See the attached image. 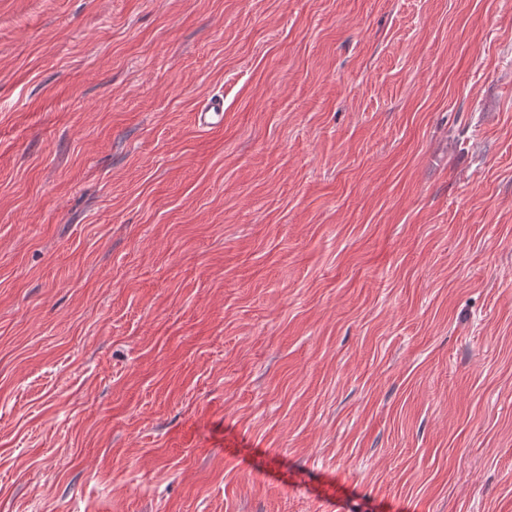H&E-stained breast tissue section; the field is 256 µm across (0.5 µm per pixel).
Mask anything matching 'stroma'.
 Here are the masks:
<instances>
[{"mask_svg":"<svg viewBox=\"0 0 512 512\" xmlns=\"http://www.w3.org/2000/svg\"><path fill=\"white\" fill-rule=\"evenodd\" d=\"M0 512H512V0H0Z\"/></svg>","mask_w":512,"mask_h":512,"instance_id":"1","label":"stroma"}]
</instances>
